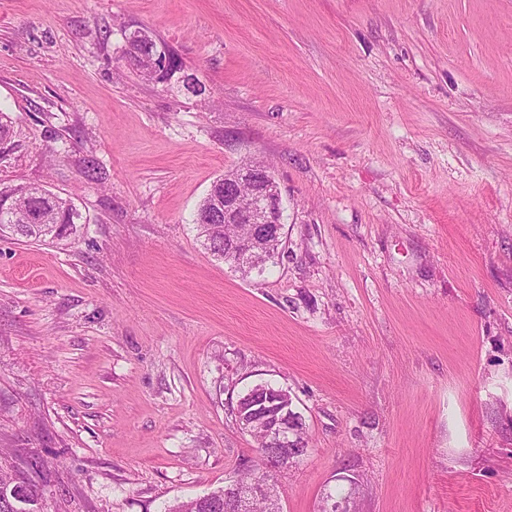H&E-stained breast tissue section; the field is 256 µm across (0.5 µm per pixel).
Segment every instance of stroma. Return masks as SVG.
Instances as JSON below:
<instances>
[{
    "instance_id": "35a3bbf8",
    "label": "stroma",
    "mask_w": 512,
    "mask_h": 512,
    "mask_svg": "<svg viewBox=\"0 0 512 512\" xmlns=\"http://www.w3.org/2000/svg\"><path fill=\"white\" fill-rule=\"evenodd\" d=\"M145 28L167 81L123 57ZM0 185L75 242L0 239V468L44 512H166L262 462L239 397L288 390L283 512H512V0H0ZM280 254L192 223L247 158ZM94 174H87V166ZM27 146L26 141L14 130L11 118L0 111V160L21 153ZM10 204V215L0 210V236H16L28 241L48 242L68 240L75 237L78 224H84L83 215L70 199L62 198L36 185L19 184L0 191ZM37 219L38 213L43 220ZM38 211V213L36 212Z\"/></svg>"
}]
</instances>
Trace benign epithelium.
I'll list each match as a JSON object with an SVG mask.
<instances>
[{"mask_svg": "<svg viewBox=\"0 0 512 512\" xmlns=\"http://www.w3.org/2000/svg\"><path fill=\"white\" fill-rule=\"evenodd\" d=\"M224 223L251 224L252 235L233 246L240 267L255 268V255L264 252L274 240L282 237L283 211L281 194L274 174L270 170L254 167L245 162L241 168L224 173ZM266 421V451L276 460L277 468L286 469L302 458L299 449H288L292 444L291 433L300 422L298 412L287 402L268 397L254 404L250 423L256 418ZM34 488L25 479L0 490V496L20 509L30 498ZM263 497L269 512H282L275 484L266 481L256 484H241L235 480L224 485V510L226 512H249L254 499Z\"/></svg>", "mask_w": 512, "mask_h": 512, "instance_id": "7a95c632", "label": "benign epithelium"}]
</instances>
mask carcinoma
<instances>
[{
  "mask_svg": "<svg viewBox=\"0 0 512 512\" xmlns=\"http://www.w3.org/2000/svg\"><path fill=\"white\" fill-rule=\"evenodd\" d=\"M124 57L127 63L138 70L145 78L154 81L164 80L160 70L153 65L155 57L163 50L155 39L144 29H136L125 36ZM27 147L26 141L14 130L11 118L0 111V160L20 153ZM224 193V178L215 180L212 187L199 204L194 216L198 235L204 238L206 246L214 256L228 264L231 242L242 238L251 231L248 224H225L215 217L214 197ZM8 199L10 214L0 212V236H16L29 241L48 242L74 238L78 225L83 223V215L73 201L62 198L36 185L19 184L0 191V197ZM43 216L38 222L30 221L31 212ZM218 491L190 499L169 508V512H224V506L214 504ZM349 496L336 498L332 492L325 493L321 512H351L348 509Z\"/></svg>",
  "mask_w": 512,
  "mask_h": 512,
  "instance_id": "carcinoma-1",
  "label": "carcinoma"
}]
</instances>
